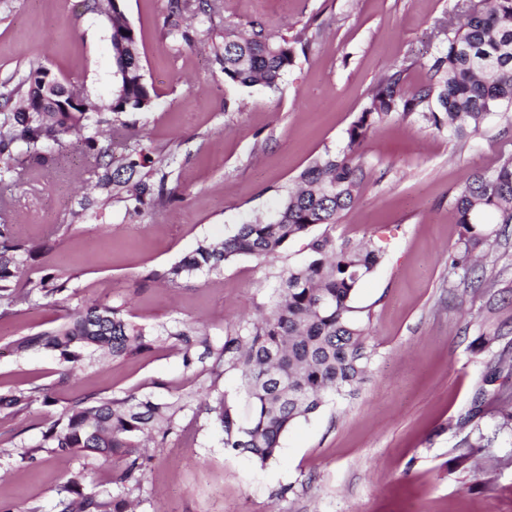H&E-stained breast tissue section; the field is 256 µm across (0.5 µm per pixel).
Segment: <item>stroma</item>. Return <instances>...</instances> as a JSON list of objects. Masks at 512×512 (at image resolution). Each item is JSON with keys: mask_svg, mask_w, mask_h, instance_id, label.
I'll return each instance as SVG.
<instances>
[{"mask_svg": "<svg viewBox=\"0 0 512 512\" xmlns=\"http://www.w3.org/2000/svg\"><path fill=\"white\" fill-rule=\"evenodd\" d=\"M210 15L170 13L169 0H122L139 41L149 109L126 113L131 127L98 136L113 160L150 149L166 204L139 213L98 187L77 136L42 164L22 142L0 154V224L33 244L13 283L66 280L64 300L33 297L0 306V393L49 389L17 415L0 418V512H53L71 472L92 471L99 489L125 460L62 458L41 447L46 428L90 398L130 394L184 400L191 408L167 437L144 444L133 512H512V433L496 432V408L512 399V371L492 385L491 364L512 357V224L482 250V283L460 282L446 264L460 228L450 202L472 173L512 154V116L494 118L465 144L413 118L393 116L369 132L368 173L336 239L377 241L384 255L356 292L369 314L374 355L351 398L328 397L295 422L280 451L260 465L224 447L205 409L214 386L241 403L238 372L211 379L189 369L175 341L142 354L92 362L61 379L58 355L17 356V337L50 331L91 303L120 307L148 330L190 324L221 342L226 331L269 309L283 269L305 240L272 263L242 257L221 275L169 283L165 272L200 242L219 243L238 225L269 220L316 157L347 144V131L387 73L413 90L425 62L446 45L459 0H214ZM306 43L277 90L225 82L213 48L225 30L257 29ZM45 68L88 102L112 101L111 27L86 0H0V113L15 111L30 70ZM483 393L480 426L492 442L468 449L458 421ZM32 460H21L24 452ZM477 464H457L464 452Z\"/></svg>", "mask_w": 512, "mask_h": 512, "instance_id": "obj_1", "label": "stroma"}]
</instances>
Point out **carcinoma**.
<instances>
[{"label": "carcinoma", "mask_w": 512, "mask_h": 512, "mask_svg": "<svg viewBox=\"0 0 512 512\" xmlns=\"http://www.w3.org/2000/svg\"><path fill=\"white\" fill-rule=\"evenodd\" d=\"M206 6V0H171L172 12L178 15L204 13ZM295 44L261 30L244 35L227 31L215 59L225 81L276 90L295 64ZM112 51L117 88L110 110L119 115L148 108L152 93L142 74L137 34L118 3L112 7ZM428 72V80L412 91L403 88L404 70L387 75L348 129L346 147L326 152L299 174L298 187L283 198L274 220L241 224L219 245L202 242L165 273L170 282L197 272L219 275L224 264L238 257L276 258L290 242L310 237L306 257L279 275L277 297L260 319L228 331L216 346L188 327L163 326L150 333L125 318L120 308L96 304L76 310L51 331L16 338L15 352L22 357L35 349L58 353L65 378L80 369L89 354L129 357L151 349L154 337L167 336L180 346L185 367L212 357L214 366L240 373L244 405H229L221 395L208 412L224 432L225 448L265 464L294 421L318 412L326 395L354 394L372 360L355 295L383 251L372 240L352 245L330 233L352 209L367 179L358 161L359 148L374 126L395 114L445 129L448 139L460 142L493 117L512 112V0H484L481 10L448 28L446 49L431 56ZM26 102L22 99L17 111L0 123V153L21 140L29 155L45 162V146H60L73 133L94 149L96 113L27 112ZM152 164L150 151L141 147L121 168L104 175L103 186L112 187V195L123 196L135 211L160 205L165 194L150 183ZM452 207L461 231L457 248L448 254V267L467 277L479 261L477 250L498 236L494 225L512 224V155L490 170L474 172L455 193ZM322 225L321 234L311 235ZM32 251V246L0 251L1 301L14 303L34 292L57 299L66 290V282L55 277L31 281L22 291L14 288L12 278ZM32 403L33 396L24 390L0 394V412L8 415ZM186 408L181 401L133 395L74 405L44 432L40 446L61 457L80 454L105 461L120 453L127 462L112 476L117 488L112 495L87 489L91 480L85 470L72 473L56 512H126L125 494L141 485L142 439L163 421L165 433H171Z\"/></svg>", "instance_id": "1"}]
</instances>
